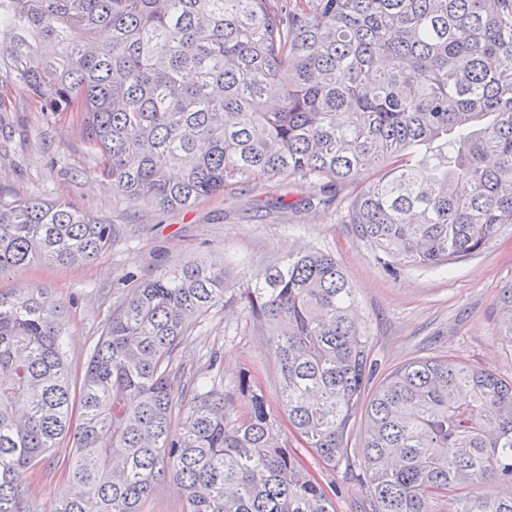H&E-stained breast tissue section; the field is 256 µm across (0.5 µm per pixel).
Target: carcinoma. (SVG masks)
<instances>
[{
    "mask_svg": "<svg viewBox=\"0 0 512 512\" xmlns=\"http://www.w3.org/2000/svg\"><path fill=\"white\" fill-rule=\"evenodd\" d=\"M79 112L132 205L191 209L252 178L312 180L383 266H441L512 224V0H0V107ZM351 187L353 191L346 192ZM112 224L63 199L0 198V275L95 260ZM236 298L271 336L282 414L250 372L177 385L190 320L224 304V263L130 288L72 393L63 304L0 294V512H140L154 485L186 512H336L364 414L368 512H512V377L407 362L369 388V337L336 259L290 254ZM512 345V283L494 302ZM64 493L32 476L65 438ZM494 479L503 492L476 488Z\"/></svg>",
    "mask_w": 512,
    "mask_h": 512,
    "instance_id": "cac0c4a2",
    "label": "carcinoma"
}]
</instances>
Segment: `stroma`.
<instances>
[{"mask_svg": "<svg viewBox=\"0 0 512 512\" xmlns=\"http://www.w3.org/2000/svg\"><path fill=\"white\" fill-rule=\"evenodd\" d=\"M76 112L26 107L0 112V197L61 198L114 224L112 244L96 260L62 267L36 260L0 275V291L39 286L64 305L65 345L70 362L89 358L105 324L125 298L124 274L144 279L189 260L224 266V303L192 323L179 351L184 381L207 371L218 354L224 397L231 414L243 412L235 387L247 370L263 387L271 409L279 391L270 364L268 334L255 325L236 288L268 264L304 250L332 254L356 291V314L380 372L435 355L512 376V348L497 334L494 300L512 282V225L482 251L447 268H407L388 274L371 248L342 223L335 206L314 204L317 184L253 178L238 189L201 201L189 211L130 207L101 174L99 160L83 139ZM359 436L334 478L343 489L337 512H358L366 489ZM69 447L55 449L33 476V494L48 502L65 489Z\"/></svg>", "mask_w": 512, "mask_h": 512, "instance_id": "1", "label": "stroma"}]
</instances>
